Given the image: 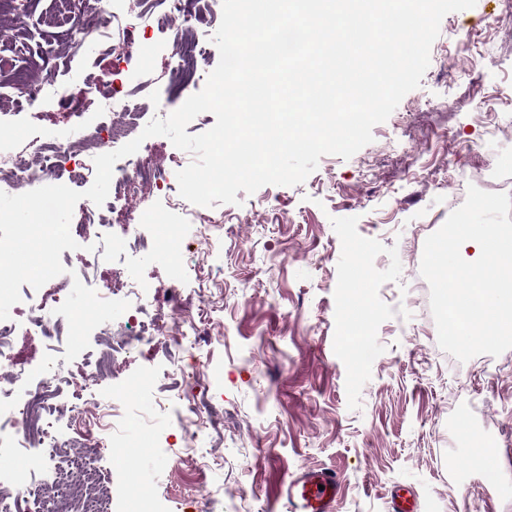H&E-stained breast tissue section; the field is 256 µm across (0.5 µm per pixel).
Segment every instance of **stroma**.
<instances>
[{"mask_svg": "<svg viewBox=\"0 0 512 512\" xmlns=\"http://www.w3.org/2000/svg\"><path fill=\"white\" fill-rule=\"evenodd\" d=\"M499 13L497 0H477L447 14L420 86L374 126L370 144L348 159L322 156L301 184L214 204L224 233L209 247L164 192L131 206L146 236L160 213L180 225L169 250L130 252L123 214L76 204L73 223L109 221V242L88 229L104 257L89 268L85 250L62 251L59 282L81 272L87 279L63 304L22 285L10 309L20 329L0 377L53 367L63 409L77 393L104 406L122 395L102 470L110 512H133L137 494L155 512H193L198 496L209 512H287L281 487L308 467L339 476L335 512H387L399 487L412 492L416 512H512V349L441 361L417 286L424 241L448 217L449 190L479 185L485 160L512 161V19ZM10 23L19 42L0 44V54L25 67L49 53L72 95L84 96L90 79L120 86L140 105L143 126L184 102L166 89L169 25L140 35L148 61L116 69L98 42L72 50L57 0H18L0 10V26ZM449 59L457 63L451 77ZM19 96L0 83V113L19 127L17 152L67 138L81 157L93 155L94 114L78 119L50 103L30 119L17 112ZM129 278L151 298L186 281L194 309L210 310L222 329L187 352L143 346L100 382L87 356L101 350L102 329L128 330L133 306L114 290ZM93 295L103 303L80 342L21 329L33 312L54 322L85 312ZM187 387L224 414L223 424L197 431L189 453L179 414Z\"/></svg>", "mask_w": 512, "mask_h": 512, "instance_id": "35a3bbf8", "label": "stroma"}]
</instances>
